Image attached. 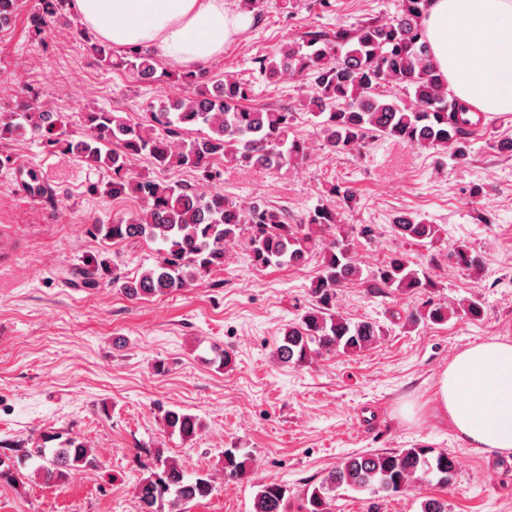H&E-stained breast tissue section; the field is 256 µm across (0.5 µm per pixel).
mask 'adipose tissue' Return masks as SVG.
Wrapping results in <instances>:
<instances>
[{"instance_id":"ef3b65f1","label":"adipose tissue","mask_w":512,"mask_h":512,"mask_svg":"<svg viewBox=\"0 0 512 512\" xmlns=\"http://www.w3.org/2000/svg\"><path fill=\"white\" fill-rule=\"evenodd\" d=\"M83 25L114 48L144 45L184 67L224 52L250 18L224 0H73ZM432 55L449 88L482 113H512V0H431ZM438 407L478 453L512 454V343L461 351L438 381Z\"/></svg>"}]
</instances>
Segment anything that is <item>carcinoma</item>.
<instances>
[{"label":"carcinoma","mask_w":512,"mask_h":512,"mask_svg":"<svg viewBox=\"0 0 512 512\" xmlns=\"http://www.w3.org/2000/svg\"><path fill=\"white\" fill-rule=\"evenodd\" d=\"M430 0H400L396 16L385 22H366L352 31L338 30L332 37L307 31L304 36L262 60L271 78L285 75L314 76L312 93L304 107L315 119L322 145L337 155H352L364 148L371 136L400 140L425 150L447 151L457 165L470 159V127L482 116L467 117L466 107L450 91L433 61L425 29ZM62 24L85 43L99 64L128 69L144 82H162L166 69L149 50L129 47L114 59L112 44L97 39L72 12V0H45L32 29ZM202 74L186 71L181 76L186 91L175 98L149 106L147 124H129L104 109L83 115L86 132L69 134L64 114L29 95L25 113L30 132L50 151L71 154L94 169L112 170L104 191L114 198L133 194L143 208L112 224H91L88 234L104 241L149 240L161 245L156 263L130 280L112 278V287L129 300L138 301L179 292L198 276L224 267V245L248 232L252 265L299 266L321 257V267L312 280V303L288 324L276 357L283 364L303 366L323 354L358 355L373 348L384 328L372 321H352L336 310V295L350 283L361 282L378 294L387 290L424 294L433 288L426 273L404 253H394L366 273L351 251L349 233L337 224L336 211L324 206L313 209L303 224L288 223L281 209L250 204L243 206L218 190L199 191L171 185L144 176H129L127 162L146 156L159 169L189 168L198 182L210 184L219 178L217 159L245 166L279 170L305 160L310 151L306 140L289 137L294 113L288 109H252L243 105L248 91L241 83L226 79L207 85ZM393 86L412 96L406 105L400 98H385L379 89ZM394 233L422 246L440 239V227L411 215L395 218ZM449 257L467 270L479 271L482 256L461 242ZM101 262L89 258L79 269L82 283L100 284ZM471 319L483 315V304L470 298L452 309L427 299L424 310L409 320L442 325L457 313ZM164 427L183 439H192L202 424L195 415L168 410ZM24 458L38 463L48 480L62 481L75 469L94 470L99 461L94 449L76 437L58 432L43 434L41 443ZM248 454L238 448L224 449V474L237 478L246 472ZM455 460L447 451L406 448L399 452L355 453L308 486L301 512H334L336 491L384 492L386 495L417 491V484L431 478L450 484ZM214 480L207 472L192 475L157 449L149 475L138 485V512H187L195 500L212 494ZM288 486L273 480L260 486L254 497V512H286Z\"/></svg>","instance_id":"cac0c4a2"}]
</instances>
